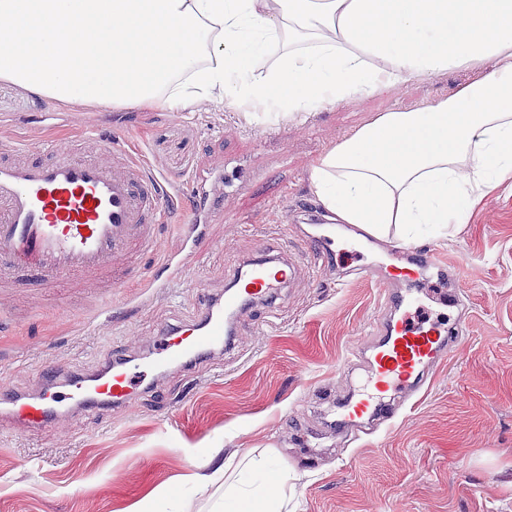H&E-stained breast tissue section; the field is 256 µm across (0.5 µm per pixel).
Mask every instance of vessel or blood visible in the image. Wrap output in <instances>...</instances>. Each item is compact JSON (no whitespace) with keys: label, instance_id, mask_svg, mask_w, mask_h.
Listing matches in <instances>:
<instances>
[{"label":"vessel or blood","instance_id":"b4317fda","mask_svg":"<svg viewBox=\"0 0 512 512\" xmlns=\"http://www.w3.org/2000/svg\"><path fill=\"white\" fill-rule=\"evenodd\" d=\"M95 156L76 157L73 144L54 156L37 160L29 150L13 147L0 153V274L10 273L31 283L50 286L63 275L91 276L111 270L133 248L149 250L157 241L153 227L161 223L172 189L163 182L126 140L102 139ZM207 198H199L185 227V240H195L209 217ZM435 254L396 269L379 279L382 305L400 311L399 319L380 324L368 361L365 384L338 408L342 422L355 433L371 434L379 421L395 414L388 392L408 400L434 377L460 332L459 324L444 320L413 321L408 313L416 298L412 283L436 264ZM166 277L149 276L145 288L165 287L167 279H192L191 258L166 261ZM302 275L296 254L259 256L239 263L232 292L224 299L201 303L198 319L163 331L156 347L135 356L108 357L102 369L58 378L51 368L39 374L42 391L29 398L0 394L10 417L36 429L51 423L62 400L59 385L85 412L125 403L142 379L187 356L212 353L231 327L224 315L241 302H272L282 288Z\"/></svg>","mask_w":512,"mask_h":512}]
</instances>
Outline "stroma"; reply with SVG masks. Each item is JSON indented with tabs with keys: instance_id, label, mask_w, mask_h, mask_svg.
<instances>
[{
	"instance_id": "stroma-1",
	"label": "stroma",
	"mask_w": 512,
	"mask_h": 512,
	"mask_svg": "<svg viewBox=\"0 0 512 512\" xmlns=\"http://www.w3.org/2000/svg\"><path fill=\"white\" fill-rule=\"evenodd\" d=\"M477 76L462 68L415 78L295 118L248 103L75 110L0 83V149L43 154L99 130L128 139L176 191L156 249L113 289L110 319H98L103 291L92 283L41 288L19 278L0 288V387L29 396L41 366L70 375L117 351L138 354L194 317L203 297H223L234 265L273 244L330 235L336 251L319 276L238 313L230 346L170 366L129 406L70 409L42 430L0 421V512H129L152 490L155 512H218L223 483L174 500L163 490L249 450L296 474L299 512H512V183L447 238L415 239L444 261L423 292L463 295L434 313L467 327L421 399L359 445L333 422L361 373L337 374L336 364L366 342L382 315L377 277L406 252L392 235L353 252V227L328 222L309 183L326 151L377 116L448 99ZM219 170L225 191L195 243V278L141 291V276L182 251L193 191Z\"/></svg>"
}]
</instances>
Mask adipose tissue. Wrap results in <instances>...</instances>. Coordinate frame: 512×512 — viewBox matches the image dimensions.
Masks as SVG:
<instances>
[{
	"label": "adipose tissue",
	"mask_w": 512,
	"mask_h": 512,
	"mask_svg": "<svg viewBox=\"0 0 512 512\" xmlns=\"http://www.w3.org/2000/svg\"><path fill=\"white\" fill-rule=\"evenodd\" d=\"M84 41L73 45V29ZM485 67L454 96L387 112L313 167L328 220L447 235L512 180V0H0V82L82 107L248 100L286 116L379 86ZM229 457L225 499L297 512L290 473Z\"/></svg>",
	"instance_id": "1"
}]
</instances>
